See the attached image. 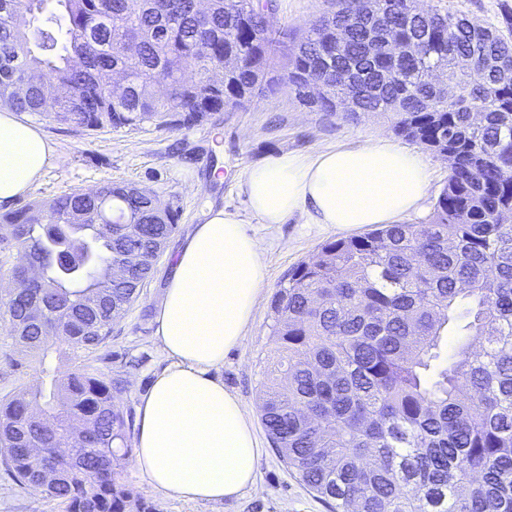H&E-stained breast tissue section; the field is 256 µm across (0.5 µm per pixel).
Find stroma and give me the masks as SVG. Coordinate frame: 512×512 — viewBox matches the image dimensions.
I'll list each match as a JSON object with an SVG mask.
<instances>
[{
	"mask_svg": "<svg viewBox=\"0 0 512 512\" xmlns=\"http://www.w3.org/2000/svg\"><path fill=\"white\" fill-rule=\"evenodd\" d=\"M424 10L461 12L472 22L501 33L512 31V0H417ZM331 8V0H278L275 27L288 29L299 42L310 25ZM22 121L36 125L56 145L63 164H51L25 195V202L47 200L74 190L102 184H135L156 191L179 212L178 228L168 240L154 273L139 298L112 327L108 346L90 356L91 369L121 376L124 391L114 402L125 413L136 414L154 375L165 365L155 340L156 310L171 272L170 257L209 206H223L239 215L247 229L263 243L267 286L262 303L247 328L242 345L227 353L216 377L240 400L262 450L258 478L262 494L245 493L224 503H189L152 490L128 466L120 477L155 512H327L272 447L260 419V389L265 361L273 355L270 335L271 301L288 271L309 260L326 242L342 239V232L321 224L290 219L285 224H262L252 214L243 190L246 170L254 162L284 151L310 154L338 146H359L383 135L400 148L423 152L429 166L430 188L417 211L402 216L405 224L427 223L448 180V162L422 151L420 144L395 136L390 120L369 114L357 118L326 116L299 101L288 86L243 108H227L206 123L180 131L152 126L138 130L89 131L52 119L21 113ZM57 366L55 352L45 360L20 353L0 333V397L41 384L42 365ZM0 512H62L57 501L19 488L0 464Z\"/></svg>",
	"mask_w": 512,
	"mask_h": 512,
	"instance_id": "1",
	"label": "stroma"
}]
</instances>
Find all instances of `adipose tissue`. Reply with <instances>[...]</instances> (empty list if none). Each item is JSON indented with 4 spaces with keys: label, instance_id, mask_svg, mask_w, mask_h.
Masks as SVG:
<instances>
[{
    "label": "adipose tissue",
    "instance_id": "adipose-tissue-1",
    "mask_svg": "<svg viewBox=\"0 0 512 512\" xmlns=\"http://www.w3.org/2000/svg\"><path fill=\"white\" fill-rule=\"evenodd\" d=\"M58 158L40 128L0 109V206L25 196ZM244 189L259 223L298 216L345 231L391 224L418 208L429 168L420 153L378 137L357 148L255 162ZM170 262L155 333L168 364L139 405L129 462L164 495L232 501L257 489L261 450L238 398L214 372L242 343L261 301V244L235 215L212 206Z\"/></svg>",
    "mask_w": 512,
    "mask_h": 512
}]
</instances>
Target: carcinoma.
<instances>
[{
    "instance_id": "obj_1",
    "label": "carcinoma",
    "mask_w": 512,
    "mask_h": 512,
    "mask_svg": "<svg viewBox=\"0 0 512 512\" xmlns=\"http://www.w3.org/2000/svg\"><path fill=\"white\" fill-rule=\"evenodd\" d=\"M0 0V101L15 112L76 127L178 130L276 89L280 74L306 105L331 115L384 114L393 131L448 158V182L426 224H385L323 244L288 271L271 302L276 350L260 394L261 422L288 469L330 512H512V84L493 82L490 56L512 42L455 11L423 13L414 0H334L291 55L262 46L276 0H210L201 29L195 0ZM57 26L51 33L42 18ZM393 23L402 55L392 72L384 40L366 24ZM343 44L336 49V31ZM233 53L243 65L225 91L209 71ZM470 74L456 101L428 105L426 72L458 56ZM378 89L345 105L351 64ZM127 94L108 99L112 72ZM318 74L323 91L304 92ZM174 88L156 97L155 79ZM27 91L16 93L17 85ZM484 109L470 123L463 105ZM0 213L20 261L41 268L29 299L55 336L29 322L13 344L35 354L56 343L78 361L106 346L177 229L178 211L152 190L106 183ZM111 229L104 235L96 227ZM26 313L0 299V321ZM0 399V457L25 488L44 449L59 477L48 495L65 512H153L121 480L130 432L123 389L76 365ZM86 424L77 457L56 449Z\"/></svg>"
}]
</instances>
